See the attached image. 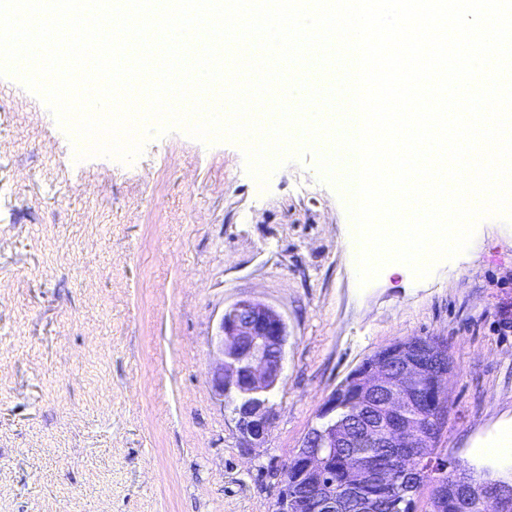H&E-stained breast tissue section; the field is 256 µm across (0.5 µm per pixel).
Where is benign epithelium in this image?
Instances as JSON below:
<instances>
[{
	"label": "benign epithelium",
	"instance_id": "benign-epithelium-1",
	"mask_svg": "<svg viewBox=\"0 0 512 512\" xmlns=\"http://www.w3.org/2000/svg\"><path fill=\"white\" fill-rule=\"evenodd\" d=\"M287 325L270 305L254 299L235 302L224 312L215 336L219 355L210 370L212 391L219 399L231 395L235 399L233 413L242 438L249 443L261 441L271 425L274 408L270 396L283 373ZM415 343H396L375 352L368 363L352 377V385L363 398L365 406L376 416L360 428V438L368 445L386 448L396 464L397 472L388 469L354 465L343 483V495L324 489L319 495L323 512L352 505L356 512H376L375 503L359 496L360 487L387 484L401 477V488L410 492L420 477V471L407 464L410 451L418 452L423 464L438 463L431 451L438 434L435 426L415 427L408 419L414 408L427 405L435 411L432 398L445 393L443 384L453 373V365L440 368L432 376L421 369L414 359ZM336 409V394H331L318 415L324 428H311L303 447L348 448L351 432L336 424L332 414ZM455 482L463 490L458 512L472 508L468 490L471 473L459 469ZM483 488L495 512H512V482L486 480Z\"/></svg>",
	"mask_w": 512,
	"mask_h": 512
}]
</instances>
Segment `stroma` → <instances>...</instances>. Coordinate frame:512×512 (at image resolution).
I'll use <instances>...</instances> for the list:
<instances>
[{
	"mask_svg": "<svg viewBox=\"0 0 512 512\" xmlns=\"http://www.w3.org/2000/svg\"><path fill=\"white\" fill-rule=\"evenodd\" d=\"M131 161L77 159L39 96L0 75V512H275L283 464L366 358L413 336L454 371L438 454L512 427V223L415 279L358 283L342 181L294 148L259 183L243 143L175 128ZM242 299L288 330L265 438L243 441L210 386V345Z\"/></svg>",
	"mask_w": 512,
	"mask_h": 512,
	"instance_id": "1",
	"label": "stroma"
}]
</instances>
